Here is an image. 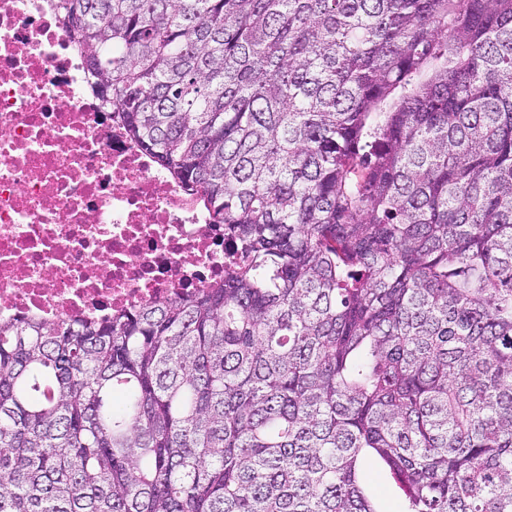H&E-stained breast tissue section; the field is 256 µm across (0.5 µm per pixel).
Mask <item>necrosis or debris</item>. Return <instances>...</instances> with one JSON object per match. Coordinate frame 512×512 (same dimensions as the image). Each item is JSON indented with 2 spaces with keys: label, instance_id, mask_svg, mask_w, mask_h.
<instances>
[{
  "label": "necrosis or debris",
  "instance_id": "4bbe7bcc",
  "mask_svg": "<svg viewBox=\"0 0 512 512\" xmlns=\"http://www.w3.org/2000/svg\"><path fill=\"white\" fill-rule=\"evenodd\" d=\"M51 0H0V321H97L207 287L232 248L89 90Z\"/></svg>",
  "mask_w": 512,
  "mask_h": 512
}]
</instances>
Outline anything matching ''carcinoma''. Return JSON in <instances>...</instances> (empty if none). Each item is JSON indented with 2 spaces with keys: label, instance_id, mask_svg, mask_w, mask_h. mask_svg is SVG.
Wrapping results in <instances>:
<instances>
[{
  "label": "carcinoma",
  "instance_id": "1",
  "mask_svg": "<svg viewBox=\"0 0 512 512\" xmlns=\"http://www.w3.org/2000/svg\"><path fill=\"white\" fill-rule=\"evenodd\" d=\"M242 258L0 324V512H512V0H54ZM365 473L371 489L382 501L384 510L389 512L400 510L402 492L385 467L381 464H373Z\"/></svg>",
  "mask_w": 512,
  "mask_h": 512
}]
</instances>
